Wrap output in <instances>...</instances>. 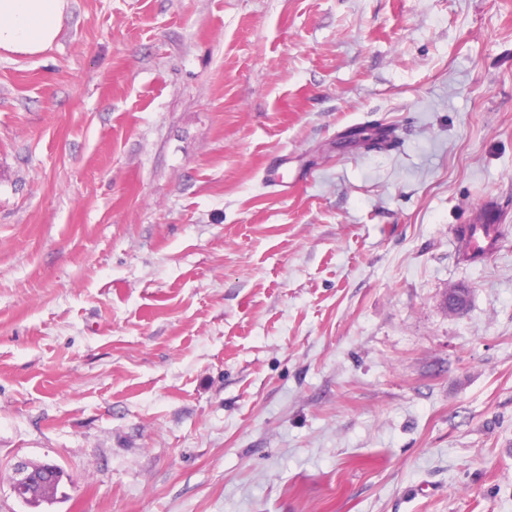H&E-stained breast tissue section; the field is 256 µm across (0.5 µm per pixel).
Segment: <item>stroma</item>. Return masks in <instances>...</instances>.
Masks as SVG:
<instances>
[{
	"label": "stroma",
	"instance_id": "1",
	"mask_svg": "<svg viewBox=\"0 0 512 512\" xmlns=\"http://www.w3.org/2000/svg\"><path fill=\"white\" fill-rule=\"evenodd\" d=\"M0 512H512V0H71L1 53ZM497 246L492 224H472L462 237L461 254L466 259H481ZM33 471L32 463L27 461H20L14 466L13 493L25 503L33 499L31 493Z\"/></svg>",
	"mask_w": 512,
	"mask_h": 512
}]
</instances>
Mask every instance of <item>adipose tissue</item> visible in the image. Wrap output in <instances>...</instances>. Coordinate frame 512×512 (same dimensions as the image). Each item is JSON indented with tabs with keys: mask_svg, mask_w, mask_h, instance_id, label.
Instances as JSON below:
<instances>
[{
	"mask_svg": "<svg viewBox=\"0 0 512 512\" xmlns=\"http://www.w3.org/2000/svg\"><path fill=\"white\" fill-rule=\"evenodd\" d=\"M70 0H0V51L36 57L50 49L69 15Z\"/></svg>",
	"mask_w": 512,
	"mask_h": 512,
	"instance_id": "adipose-tissue-1",
	"label": "adipose tissue"
}]
</instances>
